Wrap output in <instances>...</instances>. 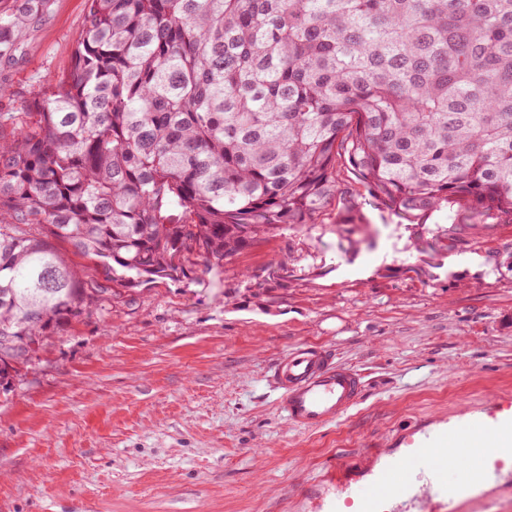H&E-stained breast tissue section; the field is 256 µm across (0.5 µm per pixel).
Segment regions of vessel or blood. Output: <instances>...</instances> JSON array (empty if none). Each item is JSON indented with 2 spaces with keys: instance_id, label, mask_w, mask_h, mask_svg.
<instances>
[{
  "instance_id": "vessel-or-blood-1",
  "label": "vessel or blood",
  "mask_w": 512,
  "mask_h": 512,
  "mask_svg": "<svg viewBox=\"0 0 512 512\" xmlns=\"http://www.w3.org/2000/svg\"><path fill=\"white\" fill-rule=\"evenodd\" d=\"M279 392L278 408L292 426L309 430L348 413L363 394L362 379L336 363L325 346L300 345L282 354L272 372ZM405 453L383 466L359 472L346 481L357 500V512H444L463 499H486L490 476L512 465V408L493 402L481 409L464 430L423 427L406 432ZM453 447L467 463L464 481L452 484L438 449Z\"/></svg>"
}]
</instances>
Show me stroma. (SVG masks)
Here are the masks:
<instances>
[{
	"label": "stroma",
	"instance_id": "35a3bbf8",
	"mask_svg": "<svg viewBox=\"0 0 512 512\" xmlns=\"http://www.w3.org/2000/svg\"><path fill=\"white\" fill-rule=\"evenodd\" d=\"M87 0H47L12 59L1 112L68 73ZM374 246L336 225L277 231L221 272L123 293L0 388V512H315L322 476L368 465L399 431L464 425L512 399V259L454 254L419 276L411 230L365 187ZM283 263L285 283L253 275ZM326 343L365 380L316 430L277 410L270 368Z\"/></svg>",
	"mask_w": 512,
	"mask_h": 512
}]
</instances>
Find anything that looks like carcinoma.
Segmentation results:
<instances>
[{"mask_svg":"<svg viewBox=\"0 0 512 512\" xmlns=\"http://www.w3.org/2000/svg\"><path fill=\"white\" fill-rule=\"evenodd\" d=\"M43 6L0 13V59ZM6 125L3 388L117 287L333 213L358 244L344 169L418 228L427 268L406 271L477 252L512 217V0H88L71 70Z\"/></svg>","mask_w":512,"mask_h":512,"instance_id":"carcinoma-1","label":"carcinoma"}]
</instances>
